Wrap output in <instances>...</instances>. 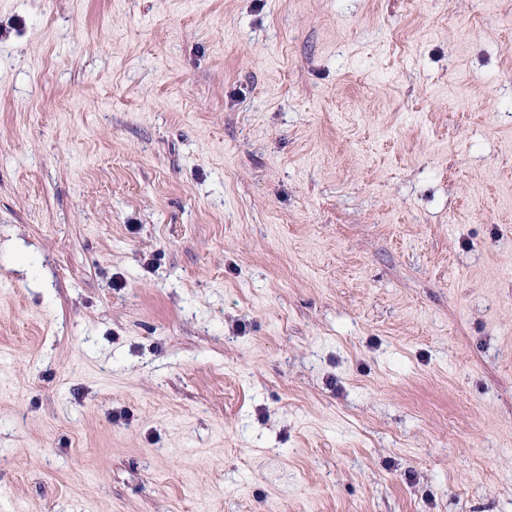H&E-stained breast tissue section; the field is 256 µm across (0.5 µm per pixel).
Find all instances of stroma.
Instances as JSON below:
<instances>
[{
	"instance_id": "35a3bbf8",
	"label": "stroma",
	"mask_w": 512,
	"mask_h": 512,
	"mask_svg": "<svg viewBox=\"0 0 512 512\" xmlns=\"http://www.w3.org/2000/svg\"><path fill=\"white\" fill-rule=\"evenodd\" d=\"M512 0H0V512H512Z\"/></svg>"
}]
</instances>
